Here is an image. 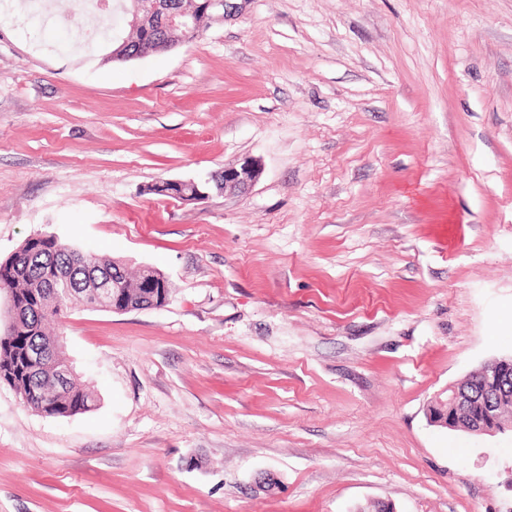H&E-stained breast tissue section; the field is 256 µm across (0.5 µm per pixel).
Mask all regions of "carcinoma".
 Instances as JSON below:
<instances>
[{"label":"carcinoma","instance_id":"cac0c4a2","mask_svg":"<svg viewBox=\"0 0 512 512\" xmlns=\"http://www.w3.org/2000/svg\"><path fill=\"white\" fill-rule=\"evenodd\" d=\"M208 23L199 20L194 27L185 30H128L119 38L123 51L151 56L166 51V43L192 42L202 37ZM152 194L174 198L191 191L189 186H179L169 181H159L147 188ZM78 252L74 245L61 241L55 235L27 238L20 249L7 261L0 263V291L4 290L18 302L16 324L8 335L0 336V381L7 382L20 395H27L26 406L49 417H68L83 413L91 407V396L70 376L67 389L56 388V376L71 368L64 353L57 350L47 357V362L37 370H31L27 353L33 346L52 343L45 332L46 324L62 315L64 306L54 302L47 289L48 279L66 274L72 256ZM90 271L112 276L124 271L116 260L89 256L86 261Z\"/></svg>","mask_w":512,"mask_h":512}]
</instances>
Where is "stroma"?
Listing matches in <instances>:
<instances>
[{"label": "stroma", "instance_id": "1", "mask_svg": "<svg viewBox=\"0 0 512 512\" xmlns=\"http://www.w3.org/2000/svg\"><path fill=\"white\" fill-rule=\"evenodd\" d=\"M49 2L67 42L0 26V262L52 234L171 292L65 308L90 410L0 382V512H512V432L427 416L512 356V0H246L110 63ZM223 172L224 193L236 190L239 192H245L259 180L262 174V168L257 160L244 158L236 166L225 167ZM188 181L191 185H194V187L196 188V193L191 198L185 197V199H181V198H183V194L189 193L192 188L191 186L181 187L178 185V184L181 185L183 182H185L184 180L159 181V182L152 184L151 186H148L147 191H149L150 193L155 194V195L165 196V197H170V198H175L177 195V196L181 197V198H177V199L182 200V201H197V200H200V199L208 196L207 192H202L200 189L197 188V182H195L193 180H188ZM172 182H175L178 184H175Z\"/></svg>", "mask_w": 512, "mask_h": 512}]
</instances>
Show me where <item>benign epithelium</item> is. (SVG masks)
<instances>
[{
    "label": "benign epithelium",
    "instance_id": "obj_1",
    "mask_svg": "<svg viewBox=\"0 0 512 512\" xmlns=\"http://www.w3.org/2000/svg\"><path fill=\"white\" fill-rule=\"evenodd\" d=\"M201 12L186 11L175 8L171 0H146V9L155 16L160 25L179 29L188 27L197 21L198 14H203L211 22H224L232 11H237L240 4L232 0H202ZM262 168L252 158L243 159L238 165L224 168V191L245 192L260 178ZM121 283L117 276L112 280L94 279L81 285L71 287L69 281L57 283L53 288V297L58 301L76 293L87 297L92 305L115 313L132 310L123 295L118 292ZM450 401L435 398L429 408L430 422L449 430H464L474 435H491L512 429V421L501 414V402L512 396V357L497 361V368L485 378V388L478 407H473L474 397L465 389L457 386L447 388Z\"/></svg>",
    "mask_w": 512,
    "mask_h": 512
}]
</instances>
